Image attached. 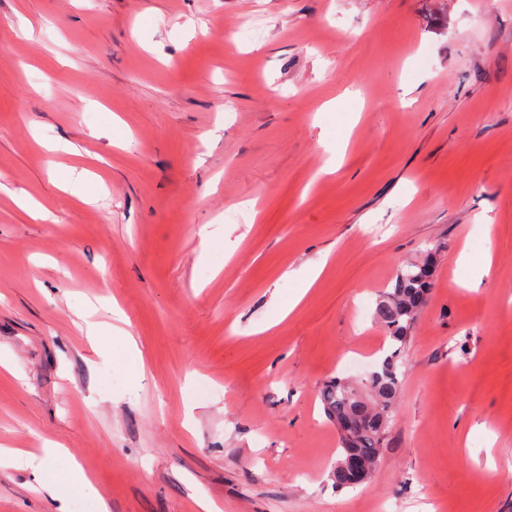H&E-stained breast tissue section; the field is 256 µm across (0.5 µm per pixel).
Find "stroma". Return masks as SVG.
Returning a JSON list of instances; mask_svg holds the SVG:
<instances>
[{"mask_svg":"<svg viewBox=\"0 0 512 512\" xmlns=\"http://www.w3.org/2000/svg\"><path fill=\"white\" fill-rule=\"evenodd\" d=\"M431 248L336 489L318 390L392 352L376 298ZM114 301L137 351L89 343ZM0 354V445L61 443L110 512H512V0H0ZM40 477L0 467V512H57Z\"/></svg>","mask_w":512,"mask_h":512,"instance_id":"obj_1","label":"stroma"}]
</instances>
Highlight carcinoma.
I'll list each match as a JSON object with an SVG mask.
<instances>
[{
	"instance_id": "carcinoma-1",
	"label": "carcinoma",
	"mask_w": 512,
	"mask_h": 512,
	"mask_svg": "<svg viewBox=\"0 0 512 512\" xmlns=\"http://www.w3.org/2000/svg\"><path fill=\"white\" fill-rule=\"evenodd\" d=\"M434 260L435 251L427 250L421 261L401 268L376 299L375 320L395 343L405 341L426 305ZM396 357L395 351L386 356L359 385L338 378L325 385L319 393L326 415L340 434V452L330 472V479L338 488L361 485V481L350 476L345 466V458L350 453L362 456L363 470L369 474L386 444L392 406L401 386Z\"/></svg>"
}]
</instances>
